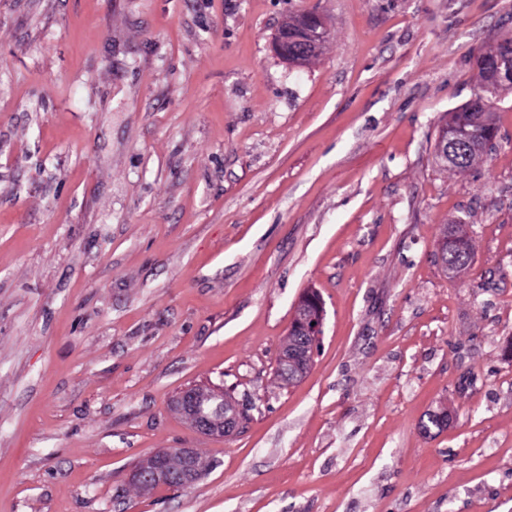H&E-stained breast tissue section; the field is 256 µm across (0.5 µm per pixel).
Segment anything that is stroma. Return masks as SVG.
Wrapping results in <instances>:
<instances>
[{"label": "stroma", "mask_w": 512, "mask_h": 512, "mask_svg": "<svg viewBox=\"0 0 512 512\" xmlns=\"http://www.w3.org/2000/svg\"><path fill=\"white\" fill-rule=\"evenodd\" d=\"M511 35L512 0H0V512H512V94L472 167L434 155ZM212 382L228 437L172 404ZM173 448L193 486L132 482ZM289 24L304 30L305 38L299 39L302 45L299 48L293 49L291 52V55L298 59L309 53L310 49L320 45L325 35L327 38L325 24L316 12L292 16V20H289ZM448 238L447 260L443 262L446 270L458 272L464 269L471 260V244L460 225H451L444 237ZM309 306L317 310L318 317L307 318V307ZM294 314L298 317V320L292 323L289 332H293L294 336H297L296 344L294 349H290L288 353H285L287 348L285 344L279 354L287 375L288 364L292 365L294 362L292 358L299 357L307 367L312 364L323 334V305L319 298L312 295L300 298L294 306ZM312 322H315V325H312Z\"/></svg>", "instance_id": "35a3bbf8"}]
</instances>
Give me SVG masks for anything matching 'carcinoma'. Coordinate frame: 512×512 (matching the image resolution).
I'll list each match as a JSON object with an SVG mask.
<instances>
[{"instance_id": "obj_1", "label": "carcinoma", "mask_w": 512, "mask_h": 512, "mask_svg": "<svg viewBox=\"0 0 512 512\" xmlns=\"http://www.w3.org/2000/svg\"><path fill=\"white\" fill-rule=\"evenodd\" d=\"M512 61V36L504 38L476 58L477 89L473 98L463 107L448 113V128L458 133L456 144H448V152L454 158L446 167L454 171L468 169L484 153L496 137L491 97L504 91H512V76L504 71ZM446 270L458 272L471 260V244L460 225L448 228Z\"/></svg>"}]
</instances>
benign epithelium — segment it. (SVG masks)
Returning a JSON list of instances; mask_svg holds the SVG:
<instances>
[{"instance_id": "obj_1", "label": "benign epithelium", "mask_w": 512, "mask_h": 512, "mask_svg": "<svg viewBox=\"0 0 512 512\" xmlns=\"http://www.w3.org/2000/svg\"><path fill=\"white\" fill-rule=\"evenodd\" d=\"M326 35L322 18L315 12L295 15L283 21L275 37V50L284 60L292 55L300 58L321 44ZM298 320L290 331L297 336L294 349L280 352L283 368L299 358L309 366L323 334V305L320 299L309 295L299 299L294 306ZM209 407L199 397L194 387L185 388L179 397V410L188 417L192 426L208 436H229L237 431L240 414L234 402L224 404V387L207 391ZM150 464L137 468L132 475L135 482L157 484L170 489H185L194 484L197 475V455L191 448H174L159 451L149 457Z\"/></svg>"}]
</instances>
